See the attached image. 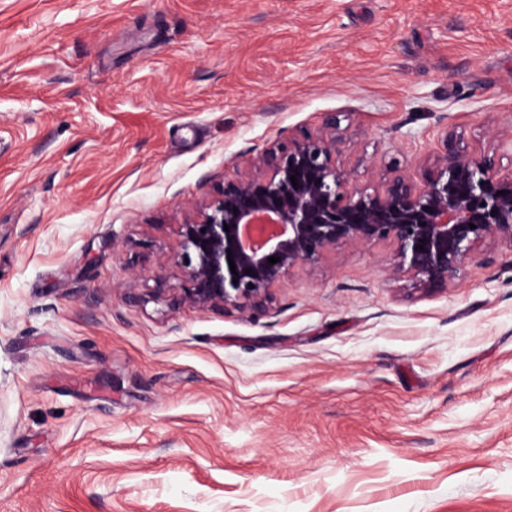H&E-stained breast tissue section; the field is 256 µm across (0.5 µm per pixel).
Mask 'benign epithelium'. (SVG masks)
Returning a JSON list of instances; mask_svg holds the SVG:
<instances>
[{
    "instance_id": "obj_1",
    "label": "benign epithelium",
    "mask_w": 512,
    "mask_h": 512,
    "mask_svg": "<svg viewBox=\"0 0 512 512\" xmlns=\"http://www.w3.org/2000/svg\"><path fill=\"white\" fill-rule=\"evenodd\" d=\"M344 144L333 113L316 131L238 156L235 176L189 204L178 225L173 260L184 284L173 289V302L268 315L272 290L338 243L394 246L389 278L408 274L432 294L454 282L482 245L512 246V168L503 169L496 153L470 150L447 129L419 177L392 163L370 189L336 167ZM271 256L280 261L269 264Z\"/></svg>"
}]
</instances>
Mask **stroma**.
Segmentation results:
<instances>
[{
	"label": "stroma",
	"instance_id": "1",
	"mask_svg": "<svg viewBox=\"0 0 512 512\" xmlns=\"http://www.w3.org/2000/svg\"><path fill=\"white\" fill-rule=\"evenodd\" d=\"M342 112L376 186L512 159V0H0V512H512V247L171 306L188 204Z\"/></svg>",
	"mask_w": 512,
	"mask_h": 512
}]
</instances>
